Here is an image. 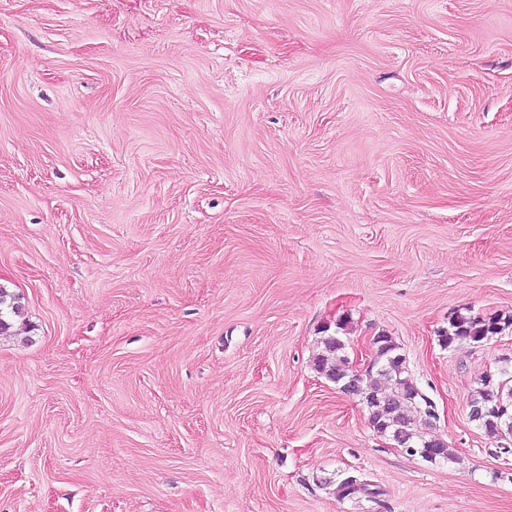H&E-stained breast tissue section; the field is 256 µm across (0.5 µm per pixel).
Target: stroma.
Instances as JSON below:
<instances>
[{
	"label": "stroma",
	"mask_w": 512,
	"mask_h": 512,
	"mask_svg": "<svg viewBox=\"0 0 512 512\" xmlns=\"http://www.w3.org/2000/svg\"><path fill=\"white\" fill-rule=\"evenodd\" d=\"M0 512H512V0H0ZM393 336L455 461L317 374ZM376 499H341L345 475ZM18 300L19 297L15 293L0 286V335H12L8 334L12 328L9 320L21 310ZM512 327V315L480 318L457 315L448 322V329L441 332L439 343L444 348H456L463 344H478L493 336L500 335ZM507 374V370H501L499 378L490 375L482 379L469 402L470 420L493 439L497 448L506 451L504 445L512 442V376L510 373L503 378Z\"/></svg>",
	"instance_id": "35a3bbf8"
}]
</instances>
